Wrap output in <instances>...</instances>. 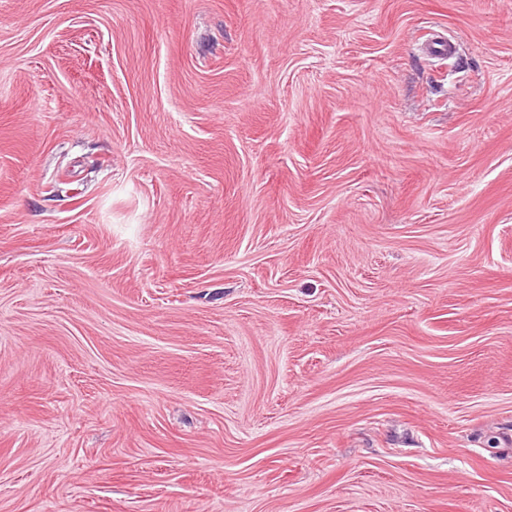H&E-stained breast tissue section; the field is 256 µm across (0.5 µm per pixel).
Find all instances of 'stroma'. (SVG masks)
<instances>
[{"label":"stroma","instance_id":"35a3bbf8","mask_svg":"<svg viewBox=\"0 0 512 512\" xmlns=\"http://www.w3.org/2000/svg\"><path fill=\"white\" fill-rule=\"evenodd\" d=\"M0 512H512V0H0Z\"/></svg>","mask_w":512,"mask_h":512}]
</instances>
